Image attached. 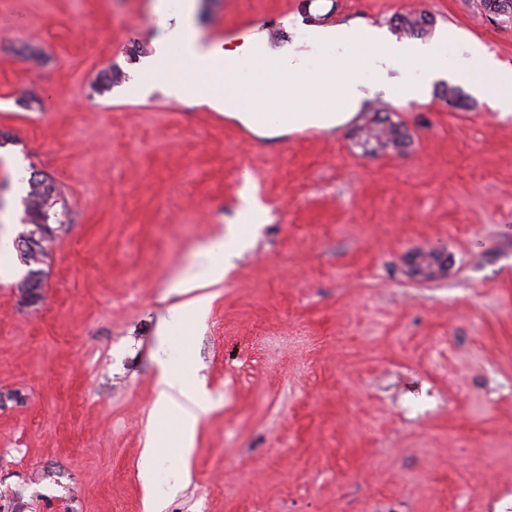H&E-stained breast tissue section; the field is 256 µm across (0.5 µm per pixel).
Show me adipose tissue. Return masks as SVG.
<instances>
[{
	"label": "adipose tissue",
	"instance_id": "1",
	"mask_svg": "<svg viewBox=\"0 0 512 512\" xmlns=\"http://www.w3.org/2000/svg\"><path fill=\"white\" fill-rule=\"evenodd\" d=\"M155 8L172 23L142 64L130 93L146 95L159 85L177 99L193 92L261 136L338 127L375 93L421 101L435 83L450 79L467 83L495 111L512 113V67L453 30L423 42L397 39L379 26L336 24L311 28L284 50L257 40L224 50L202 43L192 24V0H156ZM179 50L196 76L195 87L173 73ZM263 212L255 195L246 194L237 222L207 245L200 271L184 275L176 290L185 293L223 280L225 268L249 247ZM208 309V297L200 296L172 308L165 322L170 341L158 358L154 434L138 459L147 512H160L164 500L186 482L197 425L214 409L182 346Z\"/></svg>",
	"mask_w": 512,
	"mask_h": 512
}]
</instances>
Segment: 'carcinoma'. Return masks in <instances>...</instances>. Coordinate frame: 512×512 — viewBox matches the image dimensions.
<instances>
[{
	"mask_svg": "<svg viewBox=\"0 0 512 512\" xmlns=\"http://www.w3.org/2000/svg\"><path fill=\"white\" fill-rule=\"evenodd\" d=\"M434 18L424 10L412 9L396 18L394 29L409 36H422L432 30ZM442 95L453 108H466L469 98L457 85L448 84L443 87ZM361 146L364 151H375L386 146L398 148L406 139V132L401 123L391 118L385 108H377L372 116L361 127ZM65 204L63 191L48 177L33 176L29 180V191L23 199L27 224L38 232L40 243L31 247L28 236L20 237L17 245L20 261L29 267L26 276L17 288L24 291L39 288L44 276L43 265L50 258V245L55 241L59 226L50 223L51 211L57 205Z\"/></svg>",
	"mask_w": 512,
	"mask_h": 512,
	"instance_id": "carcinoma-1",
	"label": "carcinoma"
}]
</instances>
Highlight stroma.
Segmentation results:
<instances>
[{"mask_svg": "<svg viewBox=\"0 0 512 512\" xmlns=\"http://www.w3.org/2000/svg\"><path fill=\"white\" fill-rule=\"evenodd\" d=\"M406 2L195 0V26L276 50ZM415 2L512 66L475 0ZM163 23L154 0H0V512H145L173 285L247 183L267 220L186 341L215 408L163 512H512V115L394 101L407 146L366 154L378 93L329 130L250 135L193 95L125 94ZM34 173L68 211L29 306Z\"/></svg>", "mask_w": 512, "mask_h": 512, "instance_id": "1", "label": "stroma"}]
</instances>
